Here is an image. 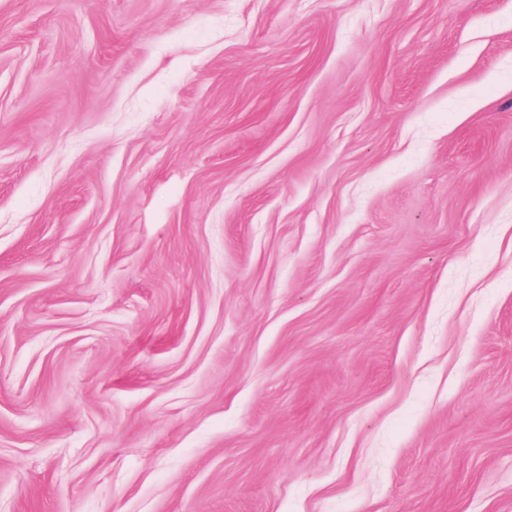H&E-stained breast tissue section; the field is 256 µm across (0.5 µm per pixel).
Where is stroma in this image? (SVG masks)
<instances>
[{
	"label": "stroma",
	"mask_w": 512,
	"mask_h": 512,
	"mask_svg": "<svg viewBox=\"0 0 512 512\" xmlns=\"http://www.w3.org/2000/svg\"><path fill=\"white\" fill-rule=\"evenodd\" d=\"M0 512H512V0H0Z\"/></svg>",
	"instance_id": "obj_1"
}]
</instances>
